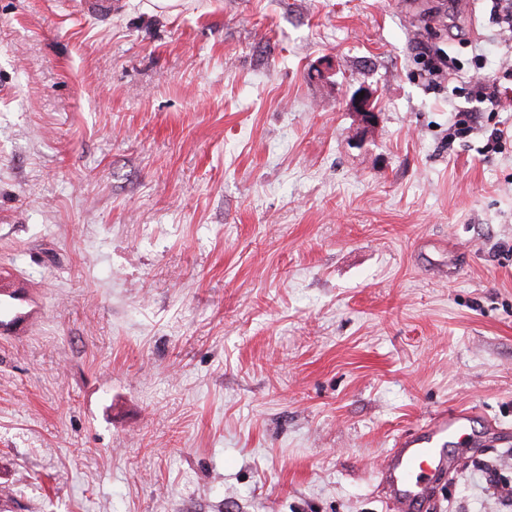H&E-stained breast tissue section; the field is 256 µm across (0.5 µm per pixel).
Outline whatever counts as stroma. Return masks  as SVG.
<instances>
[{
	"label": "stroma",
	"mask_w": 512,
	"mask_h": 512,
	"mask_svg": "<svg viewBox=\"0 0 512 512\" xmlns=\"http://www.w3.org/2000/svg\"><path fill=\"white\" fill-rule=\"evenodd\" d=\"M403 2L0 0V512H390L456 409L423 512H512V53ZM467 84L469 91L464 93L477 98L489 112H496L507 101H511L512 82L510 87L503 85L500 81L488 84L481 75H472ZM364 92L363 98H360V93ZM374 94L367 87H360L350 100V107L357 112L361 118V122L365 127L374 125L376 123L378 113L373 107ZM469 421L465 410L437 413L421 433L397 441L381 471L392 510L412 511L414 504L427 496L429 477L453 466L450 453L454 448H445L446 443H457L468 436Z\"/></svg>",
	"instance_id": "1"
}]
</instances>
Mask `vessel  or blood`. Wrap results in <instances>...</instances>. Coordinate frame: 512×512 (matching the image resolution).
Masks as SVG:
<instances>
[{
    "label": "vessel or blood",
    "mask_w": 512,
    "mask_h": 512,
    "mask_svg": "<svg viewBox=\"0 0 512 512\" xmlns=\"http://www.w3.org/2000/svg\"><path fill=\"white\" fill-rule=\"evenodd\" d=\"M469 421L464 410L441 412L430 417L421 433L397 441L381 472L394 512H412L427 496L430 476L453 466L448 446L466 436Z\"/></svg>",
    "instance_id": "b4317fda"
}]
</instances>
